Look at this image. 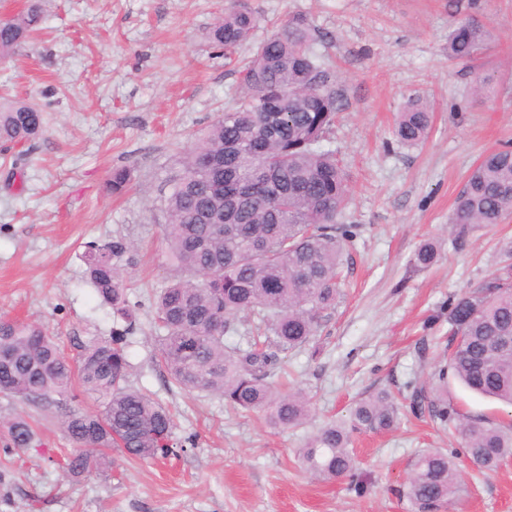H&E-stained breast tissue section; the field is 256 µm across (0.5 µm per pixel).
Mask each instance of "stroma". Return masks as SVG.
<instances>
[{
  "mask_svg": "<svg viewBox=\"0 0 512 512\" xmlns=\"http://www.w3.org/2000/svg\"><path fill=\"white\" fill-rule=\"evenodd\" d=\"M42 29L0 60V97L39 104L43 135L26 159L0 149V318L59 336L66 354L112 332V316L90 283L91 241L134 242L130 299L139 320L127 341L130 381L174 416L185 449L136 460L112 449V474L65 477L54 460L68 445L59 412L0 397V512H413L398 494L423 448L460 450L430 419L402 414L390 431L356 436L366 484L318 481L295 460L326 421L386 388L405 398L426 382L448 338L440 311L495 275L512 240V214L471 225L456 241L451 217L464 182L488 152L512 149V0H253L270 22L305 15L318 29L321 59L336 69L345 108L325 146L343 159L355 235L342 272L344 296L323 315L313 343L282 368L312 398L308 423L274 430L262 414L170 386L155 360L153 296L175 275L167 261L161 199L196 134L233 106L239 76L207 31L224 0H41ZM473 18L493 28L490 49L448 60V34ZM487 79L483 95L475 76ZM432 105L431 129L405 147L395 120L409 96ZM133 169L114 196L113 168ZM436 243L440 258L411 259ZM461 413L512 423V409L448 382ZM21 417L39 446L7 447L5 421ZM464 488L441 512H512V459L493 472L458 460Z\"/></svg>",
  "mask_w": 512,
  "mask_h": 512,
  "instance_id": "1",
  "label": "stroma"
}]
</instances>
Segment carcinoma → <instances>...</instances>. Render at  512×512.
<instances>
[{
    "instance_id": "1",
    "label": "carcinoma",
    "mask_w": 512,
    "mask_h": 512,
    "mask_svg": "<svg viewBox=\"0 0 512 512\" xmlns=\"http://www.w3.org/2000/svg\"><path fill=\"white\" fill-rule=\"evenodd\" d=\"M40 4L0 19V59L12 56L40 31ZM261 23L250 0H230L207 38L232 59ZM319 38L306 16L295 14L261 42L240 70L235 104L201 131L181 161L163 200L167 259L177 276L156 297L157 352L168 382L184 391L224 401L242 412H262L269 427L303 425L312 398L303 388L276 383L281 355L318 336L322 314L336 307L343 252L353 226L339 219L351 203L345 171L323 147L343 108L336 72L318 60ZM490 28L474 20L448 33V59L468 61L490 45ZM432 112L418 95L408 98L395 126L399 143H422ZM42 111L26 102L0 103V144L34 142L43 133ZM131 169L115 168L107 180L114 195L126 192ZM512 213V150L486 154L472 169L455 205L453 224L464 239L473 224H496ZM134 246L115 236L88 245L87 273L112 310V335L78 345L69 358L36 324L0 319V395L45 412L65 409L59 428L71 448L58 462L73 475L111 471L106 450L129 458H165L182 447L167 408L129 383L126 338L137 323L131 306ZM427 242L413 256L425 269L437 261ZM497 275L456 295L447 306L448 344L428 384L414 382L410 410L426 413L457 433L471 462L494 471L512 457V426L460 413L448 402V376L470 392L512 407V241ZM245 328L243 342L224 337ZM97 409L77 405L78 395ZM397 397L383 389L356 401L345 420H331L307 437L296 456L312 477L356 476L352 437L394 429ZM9 444L24 450L35 441L25 419L8 425ZM463 490L455 456L440 449L415 455L402 495L414 512H435Z\"/></svg>"
}]
</instances>
